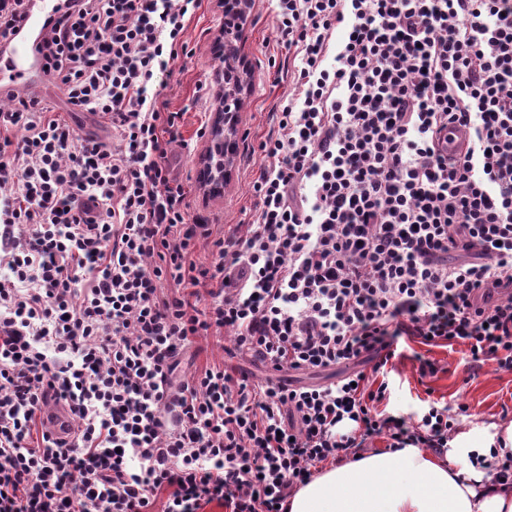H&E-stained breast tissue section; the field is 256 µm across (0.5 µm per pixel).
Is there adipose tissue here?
Segmentation results:
<instances>
[{
	"instance_id": "1",
	"label": "adipose tissue",
	"mask_w": 512,
	"mask_h": 512,
	"mask_svg": "<svg viewBox=\"0 0 512 512\" xmlns=\"http://www.w3.org/2000/svg\"><path fill=\"white\" fill-rule=\"evenodd\" d=\"M500 439L512 443V424L460 434L441 455L407 447L349 457L298 488L287 512H512V483L493 476ZM459 449L476 451L481 465L454 470Z\"/></svg>"
}]
</instances>
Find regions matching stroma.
I'll return each mask as SVG.
<instances>
[{
  "mask_svg": "<svg viewBox=\"0 0 512 512\" xmlns=\"http://www.w3.org/2000/svg\"><path fill=\"white\" fill-rule=\"evenodd\" d=\"M276 0H252L247 11L243 37L238 41L237 59L250 73V88L241 98L238 115V149L228 183L216 197L204 195L199 182L201 158L211 145L209 137H198L200 128L210 127L219 105L214 81L216 41L224 28V11L218 0H201V5L187 22L185 49L180 52L173 75L161 91L160 100L167 111L181 113L178 139L169 155L173 178L183 183L192 216L213 224L214 234L251 223L255 218L254 183L260 173L274 164L264 156L259 145L277 132L274 112L280 102L294 91V62L278 44L274 29ZM40 98L80 132L109 141L113 138L110 124L99 116L70 113L59 90L45 84ZM438 361L443 370L433 377H420L418 357ZM222 364L232 374L248 373L257 382L272 376L293 385L325 384L335 380V370L316 375L306 371L274 372L265 361L234 349L231 334L202 337L186 346L179 356L175 379H188L205 368ZM390 396L382 407L389 414L416 418L429 402L455 408L464 403L470 408L461 417L462 432L479 430L490 424L512 423V372L497 369L494 363L472 371L461 346H427L411 343L405 357L395 360L386 376Z\"/></svg>",
  "mask_w": 512,
  "mask_h": 512,
  "instance_id": "stroma-1",
  "label": "stroma"
}]
</instances>
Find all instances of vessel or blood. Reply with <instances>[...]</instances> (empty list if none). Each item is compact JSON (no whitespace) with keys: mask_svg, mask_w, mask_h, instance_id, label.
<instances>
[{"mask_svg":"<svg viewBox=\"0 0 512 512\" xmlns=\"http://www.w3.org/2000/svg\"><path fill=\"white\" fill-rule=\"evenodd\" d=\"M64 10L65 0H33L19 32L6 41V51L0 54V93L11 88H34L44 81L43 61L33 52L31 43Z\"/></svg>","mask_w":512,"mask_h":512,"instance_id":"vessel-or-blood-1","label":"vessel or blood"}]
</instances>
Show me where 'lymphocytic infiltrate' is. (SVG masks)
<instances>
[{"label":"lymphocytic infiltrate","mask_w":512,"mask_h":512,"mask_svg":"<svg viewBox=\"0 0 512 512\" xmlns=\"http://www.w3.org/2000/svg\"><path fill=\"white\" fill-rule=\"evenodd\" d=\"M198 6L69 0L38 44L120 147L27 91L0 108V512H286L373 438L452 440L468 405L379 408L370 376L404 337L512 371V0H277L297 92L260 145L275 164L252 224L207 264L211 230L169 174L181 115L159 106ZM451 126L469 132L453 157ZM227 329L276 370L338 375L259 386L218 365L172 383L181 347ZM53 400L70 440L38 430Z\"/></svg>","instance_id":"obj_1"}]
</instances>
